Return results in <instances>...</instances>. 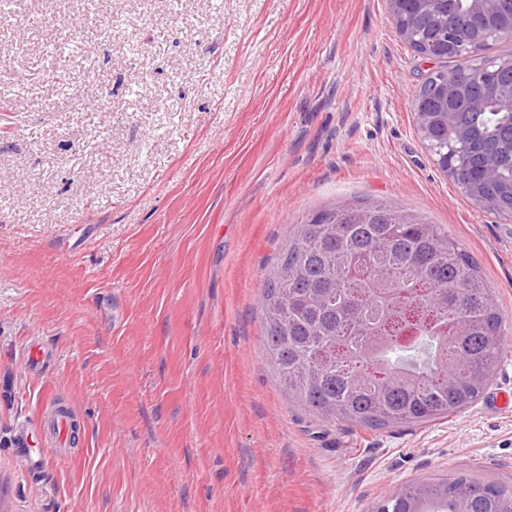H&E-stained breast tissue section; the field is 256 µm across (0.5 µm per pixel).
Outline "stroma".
Segmentation results:
<instances>
[{
  "mask_svg": "<svg viewBox=\"0 0 512 512\" xmlns=\"http://www.w3.org/2000/svg\"><path fill=\"white\" fill-rule=\"evenodd\" d=\"M434 68L388 0L0 10V512H374L458 476L512 495V216L476 208L415 128ZM376 200L474 259L506 336L473 405L368 430L288 399L260 301L296 225ZM32 338L46 375L20 363ZM54 396L80 427L32 475L10 437L48 448Z\"/></svg>",
  "mask_w": 512,
  "mask_h": 512,
  "instance_id": "35a3bbf8",
  "label": "stroma"
}]
</instances>
